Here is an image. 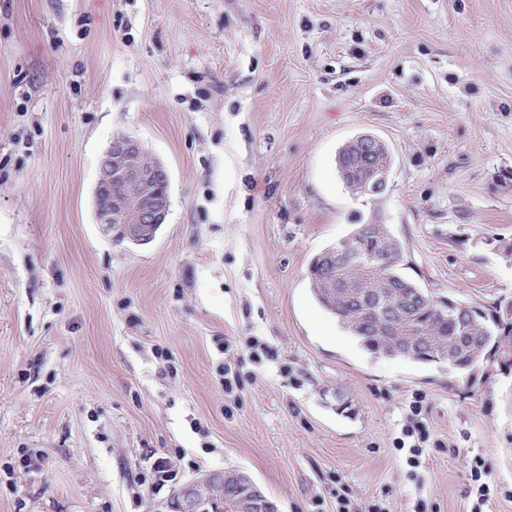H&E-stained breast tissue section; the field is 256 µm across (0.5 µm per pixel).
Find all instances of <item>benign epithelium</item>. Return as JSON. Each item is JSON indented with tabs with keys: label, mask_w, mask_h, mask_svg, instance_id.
<instances>
[{
	"label": "benign epithelium",
	"mask_w": 512,
	"mask_h": 512,
	"mask_svg": "<svg viewBox=\"0 0 512 512\" xmlns=\"http://www.w3.org/2000/svg\"><path fill=\"white\" fill-rule=\"evenodd\" d=\"M360 154L354 165L359 195H382L388 187L389 169L375 164L374 156L384 141L372 134L353 139ZM168 169L161 162L146 160L142 143L133 137L117 136L105 152L94 191L96 223L112 237L136 244H148L165 223L169 206ZM216 480L230 490L222 512H278L275 502L259 495L251 486L240 484L231 472L211 474L185 487L179 494L181 512H195L201 505L202 490Z\"/></svg>",
	"instance_id": "1"
}]
</instances>
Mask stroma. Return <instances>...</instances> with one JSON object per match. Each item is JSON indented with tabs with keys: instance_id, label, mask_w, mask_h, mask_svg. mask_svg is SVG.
Returning <instances> with one entry per match:
<instances>
[{
	"instance_id": "obj_1",
	"label": "stroma",
	"mask_w": 512,
	"mask_h": 512,
	"mask_svg": "<svg viewBox=\"0 0 512 512\" xmlns=\"http://www.w3.org/2000/svg\"><path fill=\"white\" fill-rule=\"evenodd\" d=\"M364 132L380 196L336 170ZM120 135L170 175L145 245L95 222ZM376 217L436 296H512V0H0V512H177L224 471L278 512H471L476 457L512 512V371L373 355L312 293ZM423 397L420 395L415 396V400L410 406V414L407 417L406 424L402 428V433L406 438L413 439L412 444L408 447L410 449V458L406 460V463L411 468H417L419 466V457L421 456L423 449L426 448V444L429 441V433L424 424L417 418L420 414Z\"/></svg>"
}]
</instances>
